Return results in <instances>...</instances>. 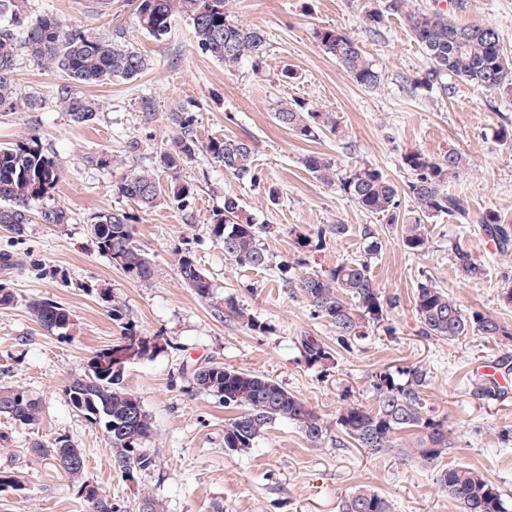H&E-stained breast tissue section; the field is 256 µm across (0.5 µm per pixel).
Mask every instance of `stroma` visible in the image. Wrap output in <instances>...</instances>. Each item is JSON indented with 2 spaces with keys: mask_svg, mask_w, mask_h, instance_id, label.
<instances>
[{
  "mask_svg": "<svg viewBox=\"0 0 512 512\" xmlns=\"http://www.w3.org/2000/svg\"><path fill=\"white\" fill-rule=\"evenodd\" d=\"M390 0H230L242 23L264 30L270 50L262 69L243 63L233 72L198 53L185 20H177L168 40L158 42L138 28L133 0H33L36 11H50L66 23L97 36L123 30L126 41L149 61L133 81L119 78L85 87L101 104L84 124L71 120L57 100L63 76L21 60L16 81L37 91V111H0V143L37 136L44 151L58 161L62 178L44 198L61 206L70 220L61 225L33 220L23 236L0 230V253L12 256L0 266V284L15 294L0 306V384L22 387L42 402L40 420L20 427L0 416V470L16 476L22 488L0 492V512H88L77 487L51 459L34 454L33 442L51 446L68 438L86 459L84 476L112 501L115 512H140L151 501L154 512H339L350 492L367 487L385 497L391 512H460L440 486L441 469L457 464L482 472L512 504V385L490 397L476 393L477 366L512 358L484 336L427 338L419 333L414 311L418 281L441 288L464 314L478 311L512 326V262L487 250L483 234L442 214L427 222L429 245L413 255L402 244V219L413 202L402 197L400 220L362 210L339 185L324 183L303 165L319 153L342 171L362 165L380 169L398 188L411 178L402 158L421 152L439 159L462 155L463 165L449 178L450 193L471 213L494 207L512 221V146L497 132L512 122V98L491 94L455 77H445L432 91L413 80L427 67L414 40L407 13L447 10L461 25L494 27L506 55L512 56V0H408L405 9L389 10ZM370 10L385 13L378 31L362 28ZM333 26L352 33L381 74V84L367 89L353 82L321 50L315 29ZM297 73L282 82L283 67ZM154 102L153 118L139 110L141 98ZM294 101L335 118L338 133L314 142L297 139L274 119L283 103ZM185 108L196 116L200 141L236 136L255 147L259 184L238 180L206 155L187 164L185 179L197 186L191 209L160 204L141 211L112 193V182L129 169L153 170L159 148L174 133L170 111ZM140 152L127 154L130 139ZM279 192L269 202L266 186ZM236 196L262 227L261 240L272 256L261 270L237 266L209 234L213 212L225 196ZM120 209L133 218L135 237L152 266L149 280L128 279L100 254L88 221L94 213ZM341 222L348 237L328 241L308 253L297 236L322 224ZM373 225L380 249L370 260L371 273L384 295L399 304L385 323L369 325L348 348L336 345V329L317 317L299 289L289 287L282 264L300 261L305 270L327 273L337 262L362 249L359 231ZM464 243L488 268V277L464 280L451 257ZM190 251L213 283V296L198 297L177 274L182 251ZM233 298L263 328L251 330L225 317L224 300ZM48 300L68 309L75 326L67 336L49 332L28 309L30 301ZM159 340L160 349L125 369V383L143 402L153 435V467L127 479L113 466L112 447L101 427L76 412L64 395L68 379L83 374L91 355L118 341L126 329ZM314 336L336 350L334 363L310 365L300 346ZM218 363L251 371L281 386L334 420L344 399L370 406L371 376L418 364L429 372L424 399L428 410L452 433L454 448L437 463L402 462L395 455L367 454L336 445L328 437L310 446L291 422L272 424L245 452L224 446V426L236 415L215 398L195 390L190 374L197 366Z\"/></svg>",
  "mask_w": 512,
  "mask_h": 512,
  "instance_id": "35a3bbf8",
  "label": "stroma"
}]
</instances>
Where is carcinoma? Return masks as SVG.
Returning a JSON list of instances; mask_svg holds the SVG:
<instances>
[{"mask_svg": "<svg viewBox=\"0 0 512 512\" xmlns=\"http://www.w3.org/2000/svg\"><path fill=\"white\" fill-rule=\"evenodd\" d=\"M228 2L136 0L135 14L139 26L157 41L168 38L176 19L189 21L194 48L224 64L228 71L245 61L262 67L269 52L267 35L231 15ZM408 21L429 61L428 69L414 80L415 87L430 91L449 75L490 93L512 96V58L505 55L495 28L458 25L444 10L411 12ZM314 38L356 84L369 89L380 84V72L353 36L324 26L314 31ZM23 57L63 74L65 83L57 89L58 101L77 123L91 121L99 112V103L78 91L79 87L104 84L114 78L133 81L148 67L145 56L125 44L121 32L110 39L98 38L69 26L53 12L33 11L31 0H0V109L34 111L41 106L38 93L22 90L15 80L17 62ZM274 118L278 125L306 141H315L327 131L337 132L328 113L300 103L282 104ZM169 120L176 133L156 154L157 168L169 178L167 189H162L152 172L128 170L112 182L113 194L135 202L143 210L163 201L185 210L194 200L196 185L183 179L182 171L201 153L237 179L259 182L250 140L214 137L203 143L196 133L195 116L184 108L171 112ZM303 162L323 182L340 183L344 194L361 209L386 214L393 221L398 219L399 189L378 168L363 165L340 177L333 161L320 154H311ZM402 163L412 175L407 194L414 203V222L403 225L402 242L409 252L419 255L427 251L429 218L448 214L469 223L467 205L445 188L462 165V157L450 152L433 160L420 152H409L404 154ZM61 177L58 162L44 152L37 139L0 144V227L21 236L35 215L45 224L67 223L68 213L61 207H44L38 212L33 209V204L47 197ZM131 221V214L123 210L101 211L91 216L90 233L98 251L126 277L145 281L152 268L134 237ZM475 226L496 243L500 254L506 255L512 249V228L501 210L489 207L481 211ZM209 232L224 246V256L236 265H270L272 258L260 239L261 228L238 198L224 196V206L213 214ZM347 233L345 224L320 225L299 237L297 245L303 250H319L326 240H341ZM361 238L365 247L360 256L336 263L326 276L305 272L296 277L298 288L310 301L315 315L336 327L341 347L364 336L366 324L384 320L388 310L397 306V298L382 295L370 271L371 256L381 246L372 225L363 226ZM452 260L469 282L487 277L486 265L462 243L452 248ZM177 272L198 297H211L213 284L190 253L180 254ZM29 309L41 326L60 336L67 335L73 325L71 313L58 304L33 300ZM414 310L419 333L425 337L450 339L476 333L512 346V328L479 312L464 314L448 294L428 280L417 284ZM224 312L253 330L259 328L255 317L231 300L224 301ZM301 347L312 364L334 361L332 349L314 336L301 337ZM105 353L104 349L95 352L87 360L84 374L65 384L64 393L75 411L90 423L104 427L115 467L122 470L128 460L136 462L129 474L132 479L134 473L146 472L153 466L150 449L145 447L152 428L140 397L125 386V370L93 368ZM400 373L406 377L403 384L395 382L386 371L374 373V405L347 403L336 412L333 422L263 375L212 364L194 369L191 377L197 392L217 398L226 408L241 410L224 426L226 448L245 452L254 447L270 425L287 420L301 430L313 447L322 445L334 429L338 447L349 444L371 454L394 451L404 462L434 464L452 447L451 432L426 410L422 394L428 384V371L412 364ZM41 413L40 400L28 390L0 385V416L16 425L31 426L39 421ZM33 450L52 459L78 484L90 512H114L112 500L106 495L97 498L85 494V464H71L72 459L84 454L69 439L58 438L50 448L35 442ZM440 485L460 505L461 512H509L499 488L467 465L443 470ZM339 512H390V503L373 491L361 489L341 501Z\"/></svg>", "mask_w": 512, "mask_h": 512, "instance_id": "cac0c4a2", "label": "carcinoma"}]
</instances>
